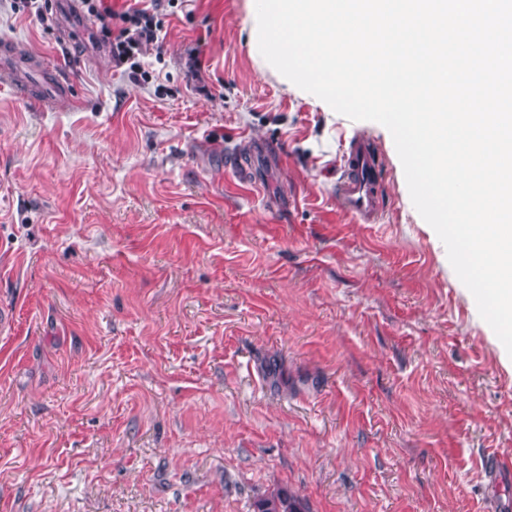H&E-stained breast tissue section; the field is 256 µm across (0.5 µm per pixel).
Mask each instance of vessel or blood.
Here are the masks:
<instances>
[{
	"mask_svg": "<svg viewBox=\"0 0 512 512\" xmlns=\"http://www.w3.org/2000/svg\"><path fill=\"white\" fill-rule=\"evenodd\" d=\"M16 91L35 106L57 104L64 95L61 91L38 90L27 83H16ZM342 175L336 182V196L343 212L358 224L379 223L384 201L380 188L379 158L369 141L364 138L350 142L341 154ZM487 477L494 482L512 478V454L494 453L486 462Z\"/></svg>",
	"mask_w": 512,
	"mask_h": 512,
	"instance_id": "vessel-or-blood-1",
	"label": "vessel or blood"
}]
</instances>
